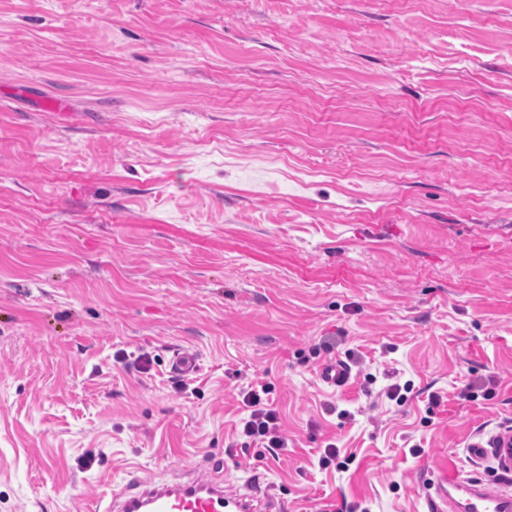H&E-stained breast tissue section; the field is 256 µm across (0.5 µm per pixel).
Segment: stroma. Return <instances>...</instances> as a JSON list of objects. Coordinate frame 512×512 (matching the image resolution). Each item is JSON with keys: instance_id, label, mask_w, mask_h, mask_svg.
<instances>
[{"instance_id": "35a3bbf8", "label": "stroma", "mask_w": 512, "mask_h": 512, "mask_svg": "<svg viewBox=\"0 0 512 512\" xmlns=\"http://www.w3.org/2000/svg\"><path fill=\"white\" fill-rule=\"evenodd\" d=\"M508 424L512 0H0V512L197 472L428 512ZM350 371L341 360L330 361L321 368L320 378L329 386L342 387L349 380ZM270 392V384L260 382L242 392V403L250 409V413L242 419L241 435L252 442L261 443V447L268 448L272 455L278 456V451L288 449V437L281 431L276 410L269 408Z\"/></svg>"}]
</instances>
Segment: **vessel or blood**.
Listing matches in <instances>:
<instances>
[{"instance_id":"vessel-or-blood-1","label":"vessel or blood","mask_w":512,"mask_h":512,"mask_svg":"<svg viewBox=\"0 0 512 512\" xmlns=\"http://www.w3.org/2000/svg\"><path fill=\"white\" fill-rule=\"evenodd\" d=\"M349 375L347 365L339 360L328 362L320 372L321 380L332 387L344 386ZM488 447L512 468L511 426L473 445L478 454ZM431 475L425 489L428 512H512V495L501 490L499 481L467 479L444 465L433 467ZM262 494L257 500L231 493L200 475L172 485L147 481L140 493L125 499L122 512H287V503L275 498L270 488H263Z\"/></svg>"}]
</instances>
